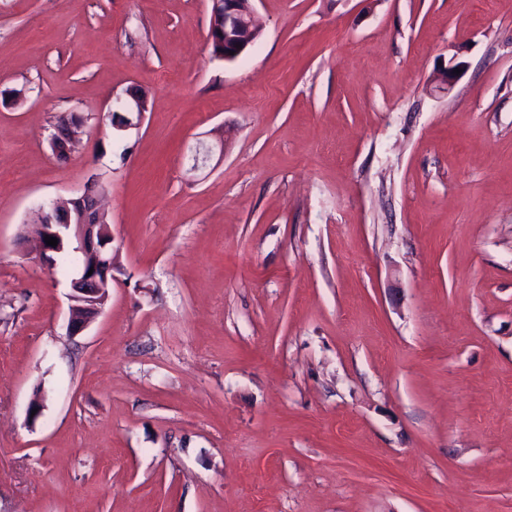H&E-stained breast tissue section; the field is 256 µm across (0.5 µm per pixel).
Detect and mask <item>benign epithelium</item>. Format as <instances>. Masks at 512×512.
<instances>
[{"instance_id":"benign-epithelium-1","label":"benign epithelium","mask_w":512,"mask_h":512,"mask_svg":"<svg viewBox=\"0 0 512 512\" xmlns=\"http://www.w3.org/2000/svg\"><path fill=\"white\" fill-rule=\"evenodd\" d=\"M211 23L207 34L208 44L214 43L213 32H223L224 61L234 62L244 55L261 36L263 28L251 6L252 0H210ZM124 113L113 112L112 129L126 131L134 122L129 115L138 114L143 120L142 96L127 92L123 105ZM80 127V119L75 113H63L54 125L55 133L50 137V145L56 156L70 154L75 130ZM42 223L35 229L43 232L38 237L40 251L38 259L45 265L53 266L55 261L49 254L61 251V246H48L45 236L49 235L63 242L68 239L76 243L75 252L93 257V262L81 271L79 277L71 281L73 305L69 308L68 331L76 335L86 328L101 313L112 288V231L106 221L107 214L101 204V190L90 187L82 194L62 202H55L40 209Z\"/></svg>"}]
</instances>
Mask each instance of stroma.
<instances>
[{
    "instance_id": "1",
    "label": "stroma",
    "mask_w": 512,
    "mask_h": 512,
    "mask_svg": "<svg viewBox=\"0 0 512 512\" xmlns=\"http://www.w3.org/2000/svg\"><path fill=\"white\" fill-rule=\"evenodd\" d=\"M254 6L0 0V512H512V0ZM93 183L71 336L20 233ZM253 0H210L212 23L207 34L208 45H213V32H223L225 62H234L244 55L261 36L263 28L258 16L251 6ZM223 16V26L216 23L217 12ZM239 44V47H236ZM229 51L234 52L230 55ZM126 95L128 99L123 105V108L127 115H123L118 112L111 113L112 131L115 130L117 133L126 131L129 128H132V126H138L144 118V110L142 109V96L133 95L131 91H126ZM137 112H140L137 122H127V120L130 118L129 114H136ZM80 123L75 113H63L58 116L54 125L55 133L50 137V145L57 158L63 154L69 156L75 130L81 126ZM39 212L43 224L34 226L35 229L30 233L39 240L40 262L48 266L56 264L49 260V254L62 250L64 237L77 244L73 252L93 257L92 264H87L79 277L71 281L73 294L70 298L75 303L69 308L68 331L73 336L89 327L101 313L108 298L112 286L111 224L107 221V214L101 204V190L94 187L87 188L76 197L52 203L48 208H41ZM59 213H66L64 222L57 221ZM37 230L42 231L43 236ZM46 235L58 239L56 247L46 245ZM90 269H93V273L88 275Z\"/></svg>"
}]
</instances>
